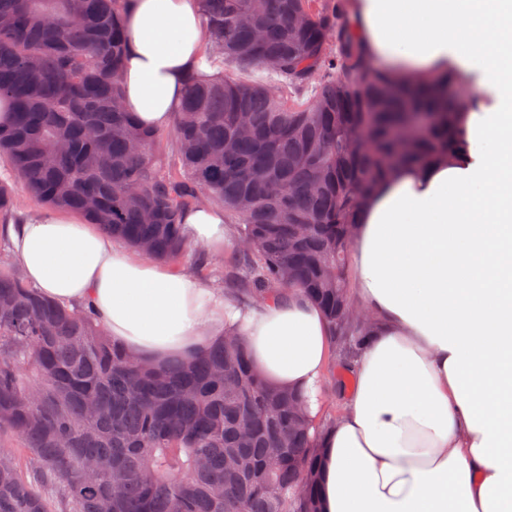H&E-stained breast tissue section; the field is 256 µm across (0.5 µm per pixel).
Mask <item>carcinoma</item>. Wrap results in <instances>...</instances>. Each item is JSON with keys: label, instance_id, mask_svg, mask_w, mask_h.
<instances>
[{"label": "carcinoma", "instance_id": "cac0c4a2", "mask_svg": "<svg viewBox=\"0 0 512 512\" xmlns=\"http://www.w3.org/2000/svg\"><path fill=\"white\" fill-rule=\"evenodd\" d=\"M199 2L216 77L187 86L172 167L164 131L121 107L128 0H0V98L14 113L0 162L32 199L159 260L186 250L183 209H223L241 247L233 295L318 304L341 389L372 328L347 317L358 211L403 166L454 150L461 84L373 68L348 0ZM16 209L0 181V220ZM312 426L240 338L138 361L92 312L0 259V512H320Z\"/></svg>", "mask_w": 512, "mask_h": 512}]
</instances>
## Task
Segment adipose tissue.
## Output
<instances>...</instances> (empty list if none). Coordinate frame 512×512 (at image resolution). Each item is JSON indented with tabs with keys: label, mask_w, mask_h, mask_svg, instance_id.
<instances>
[{
	"label": "adipose tissue",
	"mask_w": 512,
	"mask_h": 512,
	"mask_svg": "<svg viewBox=\"0 0 512 512\" xmlns=\"http://www.w3.org/2000/svg\"><path fill=\"white\" fill-rule=\"evenodd\" d=\"M372 66L401 82L455 73L475 92L448 158L409 165L360 210L351 262L376 329L353 366L344 412L316 436L322 512H512V0H351ZM125 111L164 129L200 57L199 0H130ZM216 253L221 210L182 218ZM40 292L91 308L115 343L157 363L240 336L272 384L300 390L312 417L333 329L292 296L245 307L195 273L114 242L76 215L0 226Z\"/></svg>",
	"instance_id": "obj_1"
}]
</instances>
